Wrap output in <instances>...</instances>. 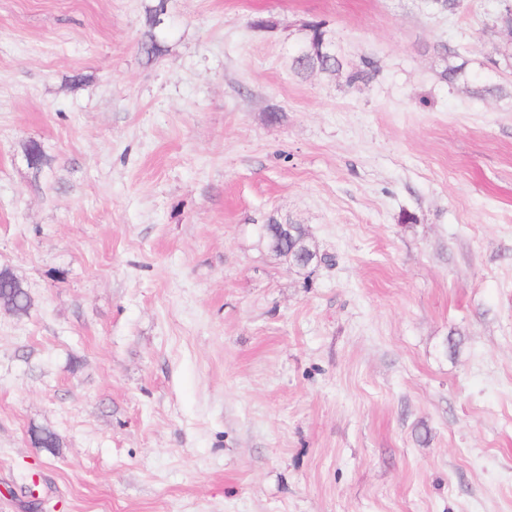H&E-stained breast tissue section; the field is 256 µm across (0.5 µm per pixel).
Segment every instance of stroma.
I'll return each instance as SVG.
<instances>
[{
	"instance_id": "1",
	"label": "stroma",
	"mask_w": 512,
	"mask_h": 512,
	"mask_svg": "<svg viewBox=\"0 0 512 512\" xmlns=\"http://www.w3.org/2000/svg\"><path fill=\"white\" fill-rule=\"evenodd\" d=\"M156 3L0 0V512H512V0ZM307 32H305V43L314 44L315 46L321 47L322 53L316 56L308 57L300 54L296 58L297 67L300 70H314L339 73L343 69V63L334 55L329 49V42L327 38V30L322 22H312L307 26ZM1 298L13 304L16 314H26L31 306L28 290L9 269H0Z\"/></svg>"
}]
</instances>
